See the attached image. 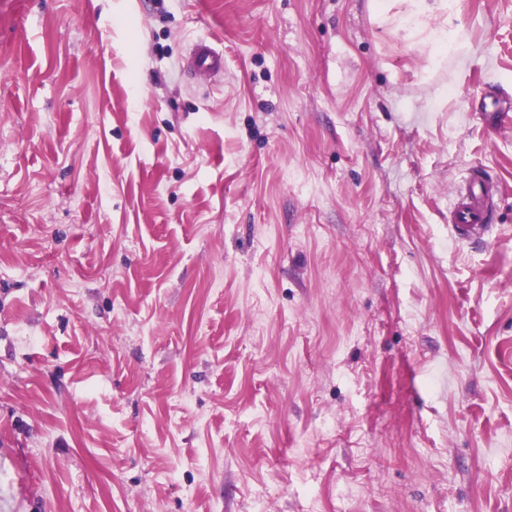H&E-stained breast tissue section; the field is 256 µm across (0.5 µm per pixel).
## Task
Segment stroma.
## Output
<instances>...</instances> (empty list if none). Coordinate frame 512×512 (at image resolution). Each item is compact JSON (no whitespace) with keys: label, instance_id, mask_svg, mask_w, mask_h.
Listing matches in <instances>:
<instances>
[{"label":"stroma","instance_id":"obj_1","mask_svg":"<svg viewBox=\"0 0 512 512\" xmlns=\"http://www.w3.org/2000/svg\"><path fill=\"white\" fill-rule=\"evenodd\" d=\"M460 9L434 63L369 0H0V512H512V0ZM190 65L200 75L221 74L224 72V51L211 42L200 41L192 49ZM495 194H498L495 183L474 178L456 195L450 212V226L457 240L466 241L490 231L493 227L491 210Z\"/></svg>","mask_w":512,"mask_h":512}]
</instances>
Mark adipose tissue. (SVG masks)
I'll return each instance as SVG.
<instances>
[{
    "label": "adipose tissue",
    "instance_id": "ef3b65f1",
    "mask_svg": "<svg viewBox=\"0 0 512 512\" xmlns=\"http://www.w3.org/2000/svg\"><path fill=\"white\" fill-rule=\"evenodd\" d=\"M376 22L402 32L419 44L431 60L459 48V6L448 0H371Z\"/></svg>",
    "mask_w": 512,
    "mask_h": 512
}]
</instances>
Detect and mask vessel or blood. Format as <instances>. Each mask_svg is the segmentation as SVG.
Returning a JSON list of instances; mask_svg holds the SVG:
<instances>
[{
    "label": "vessel or blood",
    "instance_id": "vessel-or-blood-1",
    "mask_svg": "<svg viewBox=\"0 0 512 512\" xmlns=\"http://www.w3.org/2000/svg\"><path fill=\"white\" fill-rule=\"evenodd\" d=\"M190 65L201 75L221 74L224 52L211 42H198L192 49ZM497 192L495 183L475 178L457 194L450 215L452 232L457 240L465 241L490 231L493 197Z\"/></svg>",
    "mask_w": 512,
    "mask_h": 512
}]
</instances>
